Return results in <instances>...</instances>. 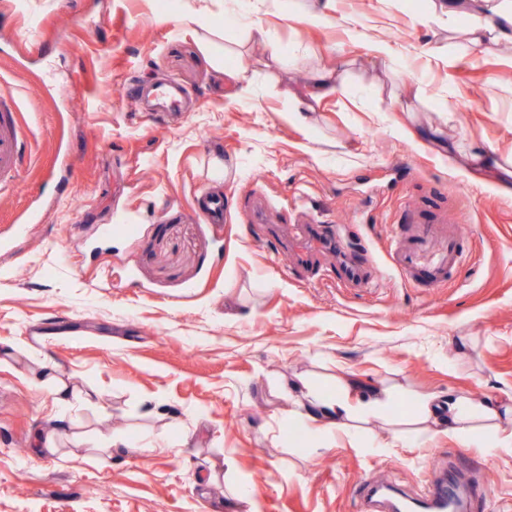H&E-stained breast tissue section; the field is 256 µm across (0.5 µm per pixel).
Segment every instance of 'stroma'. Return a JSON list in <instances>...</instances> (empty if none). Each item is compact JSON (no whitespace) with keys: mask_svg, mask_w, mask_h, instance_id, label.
Returning a JSON list of instances; mask_svg holds the SVG:
<instances>
[{"mask_svg":"<svg viewBox=\"0 0 512 512\" xmlns=\"http://www.w3.org/2000/svg\"><path fill=\"white\" fill-rule=\"evenodd\" d=\"M250 2L0 0V92L27 130L0 228L46 212L0 252V512H355L362 480L413 497L457 456L484 512H512V452L484 448L512 434V196L469 162L512 169V45L472 47L436 0H332L318 24L308 0ZM253 20L280 64L251 50ZM316 68L341 86L295 123L285 95ZM169 79L187 93L170 122L124 94ZM202 188L224 198L222 234L193 213ZM459 214L442 286L383 275L392 233ZM313 217L349 228L366 281H316L336 257L305 267L282 244L277 226ZM303 380L389 396L332 434L291 431ZM432 394L501 417L468 445L422 421Z\"/></svg>","mask_w":512,"mask_h":512,"instance_id":"1","label":"stroma"}]
</instances>
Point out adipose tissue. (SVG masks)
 Instances as JSON below:
<instances>
[{
  "label": "adipose tissue",
  "mask_w": 512,
  "mask_h": 512,
  "mask_svg": "<svg viewBox=\"0 0 512 512\" xmlns=\"http://www.w3.org/2000/svg\"><path fill=\"white\" fill-rule=\"evenodd\" d=\"M436 17L464 15L472 20L466 31L470 45L490 47L512 44V0H437ZM350 386H343L339 395L325 396L311 390L299 397L291 421L301 424H322L330 429L345 418L361 416L376 411L382 404L380 398L351 402ZM425 417L435 418L448 425L457 436H467L471 424L477 420L495 418L497 411L487 402H478L466 395L445 399L426 397L419 403Z\"/></svg>",
  "instance_id": "ef3b65f1"
}]
</instances>
